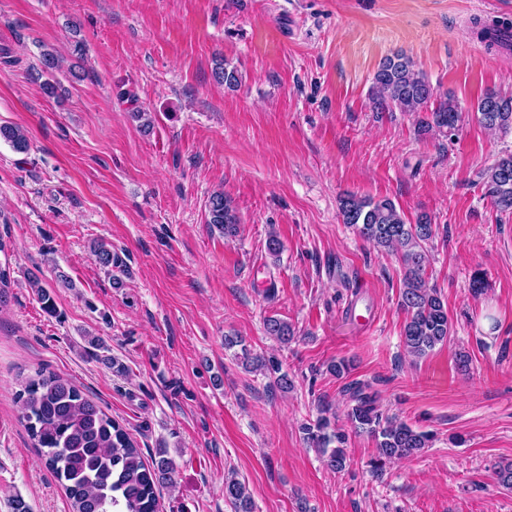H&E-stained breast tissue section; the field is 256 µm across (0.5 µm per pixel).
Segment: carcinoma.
I'll list each match as a JSON object with an SVG mask.
<instances>
[{"mask_svg":"<svg viewBox=\"0 0 512 512\" xmlns=\"http://www.w3.org/2000/svg\"><path fill=\"white\" fill-rule=\"evenodd\" d=\"M218 81L229 87L239 83L236 67L224 62L215 70ZM434 90L415 62L403 53L387 56L374 74L369 99L380 111L423 112L418 131L452 135L459 130L462 113L450 96L429 108ZM478 122L487 130H512V94L487 92L475 108ZM0 140L17 152L28 150L27 136L13 126H0ZM484 184L494 205L512 212V154L500 157L483 173ZM208 223L232 236L239 217L224 192L216 191L208 199ZM343 222L357 235L379 247L398 252L403 266L400 307L407 314L403 329L406 350L423 357L447 342L450 333L448 309L440 293L429 287L426 269L429 258L425 245L435 231L426 215L409 224L395 202L351 194L340 203ZM96 262L107 273L122 266L118 254L104 242L93 247ZM9 261L0 263V304L7 302L12 288ZM43 310L56 314L51 293L33 276L28 281ZM268 335L281 343L294 337L287 322L270 316L265 319ZM227 347L241 346L242 364L257 370L263 367L258 356L238 336L224 338ZM351 408L349 420L354 429L374 438L377 459L373 470L383 463L409 458L429 447L431 435L415 429L395 417H385L377 395L358 382L349 384ZM21 419L45 466L62 482L71 501L72 512H160L158 491L176 484L175 470L167 451L159 449L151 461L144 460L141 448L120 423L108 416L98 404L83 395L69 379L37 370L25 378L17 393ZM306 446L315 449L324 466L331 471L345 468L346 435L336 427L330 408L322 405L316 420L304 427ZM224 500L236 512H252L251 497L244 483L233 476L224 479Z\"/></svg>","mask_w":512,"mask_h":512,"instance_id":"1","label":"carcinoma"}]
</instances>
